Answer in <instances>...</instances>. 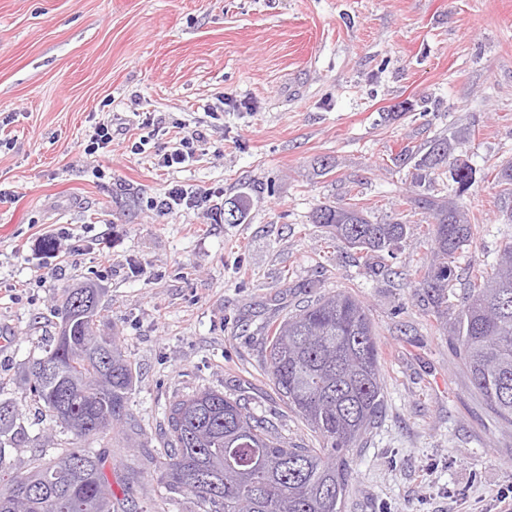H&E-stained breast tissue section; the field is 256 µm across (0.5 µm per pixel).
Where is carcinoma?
Instances as JSON below:
<instances>
[{"instance_id":"carcinoma-1","label":"carcinoma","mask_w":512,"mask_h":512,"mask_svg":"<svg viewBox=\"0 0 512 512\" xmlns=\"http://www.w3.org/2000/svg\"><path fill=\"white\" fill-rule=\"evenodd\" d=\"M445 139L428 150L405 146L414 161L412 184L432 182L448 164ZM502 187L500 212L512 222V162L495 174ZM433 211L427 234L435 242L427 266L418 270L416 294L422 297L466 370L472 386L497 418L512 424V241L501 249L491 275L473 282L457 311L448 308L452 270L448 259L473 236L463 209L453 202L425 201ZM227 224L242 223L246 201L231 202ZM351 225L369 259L380 258L408 233L411 225L372 221L357 204H323L312 223L339 240L336 215ZM82 292L92 304L75 303L77 289L64 291L55 308L71 325L69 344L59 334L43 347L61 368L50 379L36 375L40 360L22 380V397L36 405L67 438L54 452L33 455L28 469L0 482V512H115L112 480L105 455L89 445L105 443L111 424L127 416L135 388L132 363L119 350L102 314V289L92 281ZM265 356L267 374L288 408L317 434L320 447L288 445L273 426L215 390L173 401L168 433L156 468L165 490L190 495L203 512H342L353 476L349 450L370 430L384 405L383 377L373 324L351 294L323 296L272 326ZM16 403L0 402V436L13 430Z\"/></svg>"}]
</instances>
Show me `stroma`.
Here are the masks:
<instances>
[{
    "label": "stroma",
    "instance_id": "obj_1",
    "mask_svg": "<svg viewBox=\"0 0 512 512\" xmlns=\"http://www.w3.org/2000/svg\"><path fill=\"white\" fill-rule=\"evenodd\" d=\"M143 112L166 124L135 155ZM103 122L111 150L87 152ZM199 126L205 155L157 166L158 146ZM443 138L475 172L464 194L447 174L428 191L474 230L451 264L461 295L512 240L494 179L512 161V0H0V187L14 196L0 204V400L19 401L64 289L93 280L138 370L129 422L105 451L114 496L125 512H198L165 493L152 462L170 403L220 391L286 442L315 446L266 372L267 329L348 291L374 324L385 405L350 453L343 512H504L512 425L414 288L433 243L397 156ZM171 184L214 195L159 214L149 201ZM240 195L244 223H225ZM341 200L412 225L379 274L312 223ZM21 410L0 438L14 472L53 428Z\"/></svg>",
    "mask_w": 512,
    "mask_h": 512
}]
</instances>
